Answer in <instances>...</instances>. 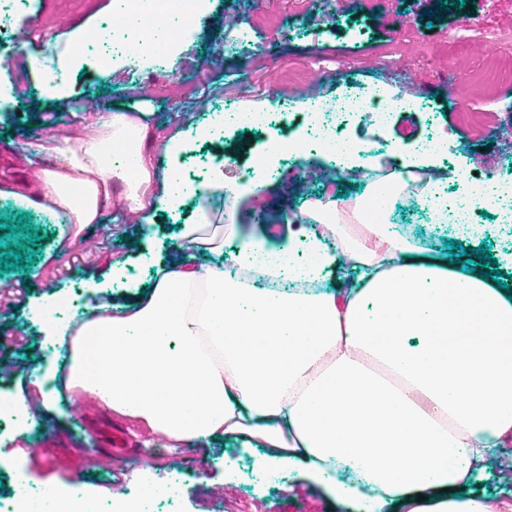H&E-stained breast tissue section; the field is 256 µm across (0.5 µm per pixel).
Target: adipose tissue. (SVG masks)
<instances>
[{
	"label": "adipose tissue",
	"mask_w": 512,
	"mask_h": 512,
	"mask_svg": "<svg viewBox=\"0 0 512 512\" xmlns=\"http://www.w3.org/2000/svg\"><path fill=\"white\" fill-rule=\"evenodd\" d=\"M146 138L126 112L59 133L60 166L29 208L93 224L116 179L130 212L177 206L174 177L148 191ZM362 152L341 158L367 182L360 205L307 202L280 240L239 239L231 212L224 228L187 224V251L133 305L101 303L76 326L39 306L72 347L65 386L170 442L260 447L259 467L303 468L343 512H496L466 488L512 435V295L389 231L409 188L446 222L433 152H396L390 168Z\"/></svg>",
	"instance_id": "adipose-tissue-1"
}]
</instances>
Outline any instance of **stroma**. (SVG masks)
Instances as JSON below:
<instances>
[{
    "label": "stroma",
    "mask_w": 512,
    "mask_h": 512,
    "mask_svg": "<svg viewBox=\"0 0 512 512\" xmlns=\"http://www.w3.org/2000/svg\"><path fill=\"white\" fill-rule=\"evenodd\" d=\"M331 2L325 12L315 0H201L186 36L169 49L165 68L153 71L116 53L105 71L85 42L119 9L120 0H80L67 10L62 0H30L13 24L34 23L33 39L23 47L10 42L0 49V148L16 149L28 133L40 132V159L21 154L26 172L35 175L56 165L51 149L57 132L76 131L95 120L96 114L85 109L87 101H96L104 112L144 114V153L156 178L177 171L205 176L213 163H221L225 180L242 188L236 207L239 233L247 238L254 212H263L276 226L299 214L306 201L366 195L357 179L325 177L314 145L308 149L311 173L281 160L276 178L257 197L251 193V170L271 143L296 139L303 92L330 98L380 86L387 97H404L406 107L393 112L382 128L361 116L351 118L344 130L351 140L367 141L386 154L398 144L408 148L447 135L448 151L438 162L446 169L440 190L450 199L461 172L512 171V92L487 78L491 72L512 75V0H476L469 8H449L439 0H383L379 7L370 0ZM243 27L251 31L245 44L237 41ZM269 41L276 52L265 50ZM59 55L66 65L60 90L50 97L28 67ZM461 71L482 84L481 96L446 98L443 80ZM259 110L274 112L269 127L229 126L223 135L195 140L176 156L158 147L180 120L205 126L216 113ZM0 186L15 192L0 199V220L29 214L43 238L31 269L0 272V295L22 290L11 311H0V365L12 367L9 376H0V395H33L37 382L63 375L68 364L63 352L50 351L43 328L28 316L30 306L52 290L79 293L82 309L132 303L152 283L153 267L171 259L178 228L194 222L196 209L193 197H185L163 214H152L147 230L123 208V187L116 183L100 205L97 223L68 224L20 204V197L41 191V182L20 183L1 172ZM390 223L430 253L449 254L448 243L457 237L451 225L432 223L419 197L394 200ZM118 258L125 265L116 273L112 262ZM76 409L84 419L80 429L71 424ZM116 433L129 442L121 454L112 448ZM90 448L96 451L92 463L86 455ZM259 454L256 448L228 451L223 441L209 439L173 448L115 416L95 396L77 399L61 389L41 407L26 435L11 430L0 436V496L74 485L106 501L114 492L126 499L178 481L183 496L173 505L157 501L156 512H298L302 507L336 512L325 487L303 470L282 471L274 483L263 480L257 474ZM474 490L494 495L498 512H512V439L496 450L489 473Z\"/></svg>",
    "instance_id": "obj_1"
}]
</instances>
